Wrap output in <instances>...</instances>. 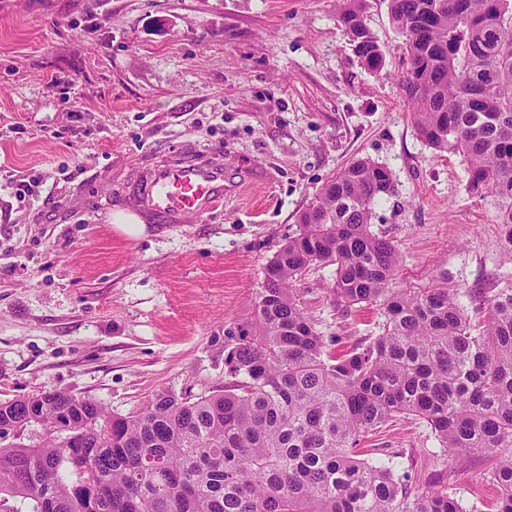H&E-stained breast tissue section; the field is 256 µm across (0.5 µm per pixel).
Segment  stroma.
I'll list each match as a JSON object with an SVG mask.
<instances>
[{
	"mask_svg": "<svg viewBox=\"0 0 512 512\" xmlns=\"http://www.w3.org/2000/svg\"><path fill=\"white\" fill-rule=\"evenodd\" d=\"M365 23L378 72L335 0H0V403L65 391L125 415L162 390L223 393L225 330L250 317L301 211L361 158L397 185L372 220L400 249L396 287L447 273L474 317L485 287L512 288L497 199L469 193L461 156L417 134L388 0H369ZM205 152L224 163L222 207L121 229L139 167ZM332 276L322 265L295 284L330 351L380 319L341 315ZM369 441L397 452L411 494L499 496L498 453L445 454L403 417Z\"/></svg>",
	"mask_w": 512,
	"mask_h": 512,
	"instance_id": "35a3bbf8",
	"label": "stroma"
}]
</instances>
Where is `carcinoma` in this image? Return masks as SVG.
I'll return each instance as SVG.
<instances>
[{"label":"carcinoma","mask_w":512,"mask_h":512,"mask_svg":"<svg viewBox=\"0 0 512 512\" xmlns=\"http://www.w3.org/2000/svg\"><path fill=\"white\" fill-rule=\"evenodd\" d=\"M336 7L358 57L379 70L365 0ZM389 11L419 137L462 157L469 192L499 198L512 255V0H389ZM395 194L391 170L364 158L322 187L270 259L251 316L225 333L224 393L161 391L128 415L67 392L3 404L1 423L24 429L34 414L44 438L0 450V512H478L444 484L411 495L396 453L362 447L406 416L445 452H503L490 510L512 512V289L476 321L446 273L394 288L401 252L371 224ZM319 265L334 266L343 313L380 307L377 335L326 350L293 288ZM62 419L76 434L59 435Z\"/></svg>","instance_id":"1"}]
</instances>
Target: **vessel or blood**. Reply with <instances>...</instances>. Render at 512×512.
<instances>
[{
  "label": "vessel or blood",
  "mask_w": 512,
  "mask_h": 512,
  "mask_svg": "<svg viewBox=\"0 0 512 512\" xmlns=\"http://www.w3.org/2000/svg\"><path fill=\"white\" fill-rule=\"evenodd\" d=\"M224 165L215 159L155 164L139 170L129 206L158 224H183L223 205Z\"/></svg>",
  "instance_id": "vessel-or-blood-1"
}]
</instances>
